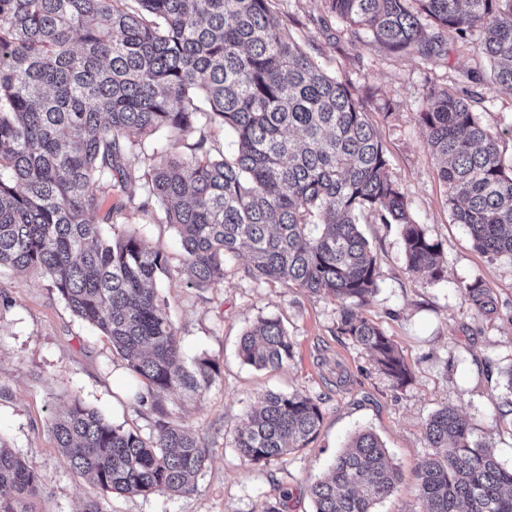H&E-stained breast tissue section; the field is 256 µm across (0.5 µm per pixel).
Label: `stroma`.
Masks as SVG:
<instances>
[{
  "label": "stroma",
  "mask_w": 512,
  "mask_h": 512,
  "mask_svg": "<svg viewBox=\"0 0 512 512\" xmlns=\"http://www.w3.org/2000/svg\"><path fill=\"white\" fill-rule=\"evenodd\" d=\"M275 22L303 51L362 97L389 159V173L404 192L408 212L441 246L444 277L431 282L410 273L396 224L376 220L361 230L378 256V291L361 309L402 354L412 380L394 389L373 357L337 329L339 304L293 285L248 276V259L226 263L224 280L191 288L181 266L176 228L152 213L129 209L121 226L165 253L170 272L157 280L186 366L201 359L218 369L196 397L165 396L175 424L188 427L206 454L193 491L169 496L103 492L66 465L51 434L54 415L72 400L97 410L113 425L151 433V415L129 400L139 386L108 340L81 321L49 282L0 267V438L42 476L34 512H258L263 501L290 493L288 512H314L309 486L331 467L357 431L376 434L401 471L394 493L374 512H422L417 471L430 449L429 417L444 406L466 416L472 437L495 448L512 467V258L478 251L464 225L453 223L447 187L426 145L419 114L430 87L471 86L474 109L487 128L502 132L500 152L512 165V92L491 88L490 62L473 47L455 45L426 61L394 54L358 39L349 24L329 16L326 0H272ZM477 83H470L469 75ZM481 279L491 289L495 314L477 315L461 287ZM282 320L294 357L276 370H259L237 355L243 332L262 318ZM303 393L323 412L317 437L286 458L249 465L232 445L246 409L270 392Z\"/></svg>",
  "instance_id": "35a3bbf8"
}]
</instances>
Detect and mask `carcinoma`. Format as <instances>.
Returning a JSON list of instances; mask_svg holds the SVG:
<instances>
[{
  "instance_id": "cac0c4a2",
  "label": "carcinoma",
  "mask_w": 512,
  "mask_h": 512,
  "mask_svg": "<svg viewBox=\"0 0 512 512\" xmlns=\"http://www.w3.org/2000/svg\"><path fill=\"white\" fill-rule=\"evenodd\" d=\"M272 0H0V266L47 278L71 311L121 354L143 387L136 407L152 432L109 423L73 400L53 417L64 462L98 489L119 494H187L205 466L191 431L171 420L164 395H199L216 369H188L164 300L154 287L166 256L117 229L140 176L127 158L157 131L185 137L200 122L234 138L230 157L201 136L191 154L154 147L144 173L176 226L188 285L223 282L224 264L249 252L248 274L335 299L338 330L370 352L392 386L411 373L390 339L360 308L378 290V262L360 217L402 226L407 266L444 277L440 245L410 218L391 179L363 101L325 73L274 23ZM332 14L399 52L430 58L478 35L494 63L491 84L512 90V0H327ZM468 91L429 90L420 113L427 146L441 161L448 210L475 246L512 255V171L501 134L484 127ZM128 193L102 221L105 191ZM471 307L496 312L491 290L462 287ZM239 357L279 369L294 344L277 318L240 338ZM323 413L298 392L267 394L248 411L233 445L250 464L283 459L317 435ZM428 447L417 497L423 512H512V467L472 439L465 418L443 407L426 422ZM400 470L380 439L356 433L331 473L309 493L315 512H372ZM42 484L35 467L0 443V512H31Z\"/></svg>"
}]
</instances>
